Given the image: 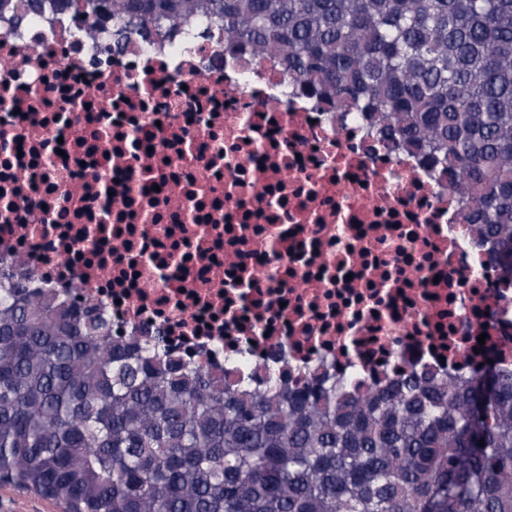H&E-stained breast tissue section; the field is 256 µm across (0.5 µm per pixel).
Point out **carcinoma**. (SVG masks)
Masks as SVG:
<instances>
[{"label": "carcinoma", "mask_w": 512, "mask_h": 512, "mask_svg": "<svg viewBox=\"0 0 512 512\" xmlns=\"http://www.w3.org/2000/svg\"><path fill=\"white\" fill-rule=\"evenodd\" d=\"M51 2L125 46L197 19L425 157L460 223L512 265V0ZM139 345L112 318L0 268V485L64 512H512V368L253 387ZM484 446H479V442Z\"/></svg>", "instance_id": "1"}]
</instances>
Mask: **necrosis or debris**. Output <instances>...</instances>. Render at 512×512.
Returning a JSON list of instances; mask_svg holds the SVG:
<instances>
[{"mask_svg":"<svg viewBox=\"0 0 512 512\" xmlns=\"http://www.w3.org/2000/svg\"><path fill=\"white\" fill-rule=\"evenodd\" d=\"M0 12V266L242 378L512 364V273L429 167L223 39Z\"/></svg>","mask_w":512,"mask_h":512,"instance_id":"necrosis-or-debris-1","label":"necrosis or debris"}]
</instances>
